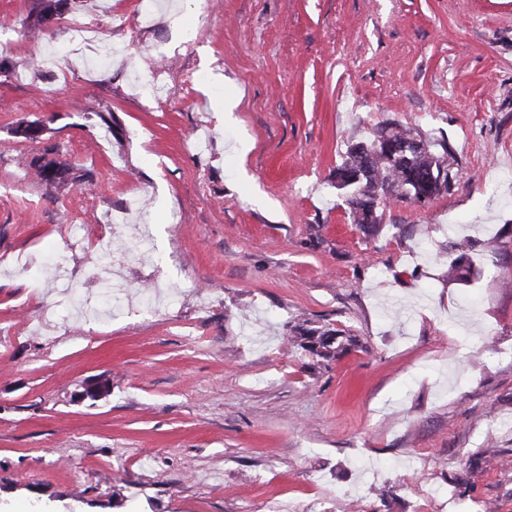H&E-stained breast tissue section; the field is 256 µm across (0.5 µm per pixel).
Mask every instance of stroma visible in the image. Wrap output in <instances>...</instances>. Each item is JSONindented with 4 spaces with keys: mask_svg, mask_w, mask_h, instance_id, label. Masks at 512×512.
Instances as JSON below:
<instances>
[{
    "mask_svg": "<svg viewBox=\"0 0 512 512\" xmlns=\"http://www.w3.org/2000/svg\"><path fill=\"white\" fill-rule=\"evenodd\" d=\"M139 2L29 40L0 0V512H512V0ZM391 121L447 141L450 186L366 233L332 180ZM51 147L72 188L32 178ZM136 191L154 262L123 281L171 303L68 320L101 293L69 224L125 243ZM306 321L361 346L316 361L283 342ZM491 434L503 464L465 468ZM473 245L470 242L456 243L454 249L459 255L450 263V273L457 281L469 282L472 264L469 262V251Z\"/></svg>",
    "mask_w": 512,
    "mask_h": 512,
    "instance_id": "stroma-1",
    "label": "stroma"
}]
</instances>
